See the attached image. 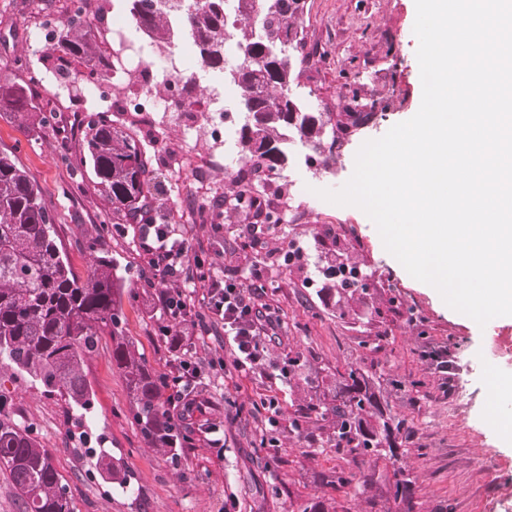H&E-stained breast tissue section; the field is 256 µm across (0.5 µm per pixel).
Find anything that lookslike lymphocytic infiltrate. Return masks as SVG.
Masks as SVG:
<instances>
[{
    "instance_id": "1",
    "label": "lymphocytic infiltrate",
    "mask_w": 512,
    "mask_h": 512,
    "mask_svg": "<svg viewBox=\"0 0 512 512\" xmlns=\"http://www.w3.org/2000/svg\"><path fill=\"white\" fill-rule=\"evenodd\" d=\"M139 237L141 277L148 287L158 289V301L172 317L164 334L184 324H223L233 359L216 362V369L230 367L249 374L263 368L268 345L280 325L268 299L265 266L217 271L188 239L176 237L168 224L140 225Z\"/></svg>"
}]
</instances>
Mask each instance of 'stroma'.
Here are the masks:
<instances>
[{"label": "stroma", "mask_w": 512, "mask_h": 512, "mask_svg": "<svg viewBox=\"0 0 512 512\" xmlns=\"http://www.w3.org/2000/svg\"><path fill=\"white\" fill-rule=\"evenodd\" d=\"M38 5L58 10L63 3L0 0V61L26 62V69L11 70L10 77L27 86L37 107L25 118L0 112V151L13 152L40 189L77 273H85L94 247L127 270L134 295L124 302L126 332L155 371L171 376L175 361L159 332L157 291L139 278V245L115 231L112 206L94 188L82 161V130L69 125V101L31 78L42 68L28 33ZM415 17L414 0H306L292 93L313 111L329 113L336 128L356 104L374 110L371 121L340 136L317 188L342 187L360 146L418 111ZM158 137L169 159L153 169L158 188L150 201L159 223L176 225L227 270L267 262L269 250L287 248L289 240L306 241L314 256H334L367 271L369 289L343 294L327 280L312 290L305 286L304 269L272 266L282 324L268 361L287 353L303 363L285 381L208 370L211 360L229 358L230 348L222 325L196 328L186 342L205 371L192 390L196 405L183 422L191 440L175 463L146 447L128 412L124 380L112 366V339L103 336L84 366L96 421L93 438L123 459L136 488L132 495L113 487L95 457L86 454L65 399L13 376L6 384L12 412L51 450L76 512H512V445L487 416L490 372L512 377V317L482 327L452 310L435 288L411 277L386 251L373 222L354 206H306L284 235L262 231L255 249L241 252L234 244L237 217H214L185 192L196 174L176 162L179 130L162 129ZM193 210L196 223H179L180 213ZM216 219L223 226L218 234L212 230ZM441 349L448 352L444 369L428 357ZM352 364L371 378L386 413L407 421L399 437L401 466L382 454L337 450L333 416L314 414L302 432L291 428L301 409L335 405ZM269 395L281 410L274 448L261 444L267 427L257 409ZM215 439L220 447H212ZM400 470L412 481L408 504L393 495ZM338 474L343 483L335 482Z\"/></svg>", "instance_id": "obj_1"}]
</instances>
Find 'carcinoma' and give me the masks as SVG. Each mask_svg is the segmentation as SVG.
<instances>
[{"label": "carcinoma", "instance_id": "cac0c4a2", "mask_svg": "<svg viewBox=\"0 0 512 512\" xmlns=\"http://www.w3.org/2000/svg\"><path fill=\"white\" fill-rule=\"evenodd\" d=\"M236 2L238 25L224 20L226 0H198L185 25L195 37L200 65L226 71L237 85L243 111L251 116L239 133L241 152L266 174L282 172L287 155L280 131L295 132L319 146L328 124L324 113L310 111L289 93L295 74L291 49L299 44L296 20L303 6L299 0ZM137 14L152 38L171 39L164 15L149 8H139ZM77 27L75 20L63 17L62 37L42 57L46 69L63 76L103 61L107 50L97 49L92 34ZM233 42L251 54L248 66H242L241 58L225 66V50ZM1 111H37L26 90L2 73ZM82 151L113 214L128 217L144 207L152 191L151 164L138 140L97 119L85 128ZM132 295L127 272L95 247L86 275L74 270L41 191L13 153L0 152V371L25 374L44 392L66 398L77 422L92 429L84 364L101 336H111L112 365L126 383L133 423L149 447L175 462L176 449L187 435L162 407L164 377L148 368L126 333L123 305ZM343 383L342 403L322 410L336 417L341 449L358 454L383 451L400 459L395 438L405 421L385 416L360 367L350 366ZM9 407V392L0 381V470L9 473L23 512H75L49 449L11 416ZM105 473L117 489L135 494L123 465L114 463Z\"/></svg>", "mask_w": 512, "mask_h": 512}]
</instances>
